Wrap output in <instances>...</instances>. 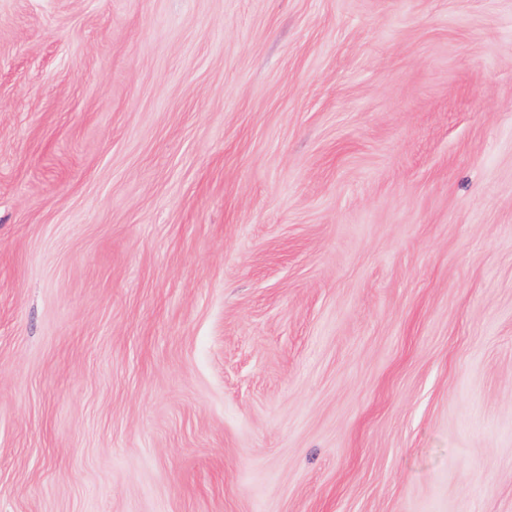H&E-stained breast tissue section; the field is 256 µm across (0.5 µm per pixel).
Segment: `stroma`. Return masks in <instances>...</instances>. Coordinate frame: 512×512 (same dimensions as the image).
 <instances>
[{
	"label": "stroma",
	"mask_w": 512,
	"mask_h": 512,
	"mask_svg": "<svg viewBox=\"0 0 512 512\" xmlns=\"http://www.w3.org/2000/svg\"><path fill=\"white\" fill-rule=\"evenodd\" d=\"M0 512H512V0H0Z\"/></svg>",
	"instance_id": "35a3bbf8"
}]
</instances>
